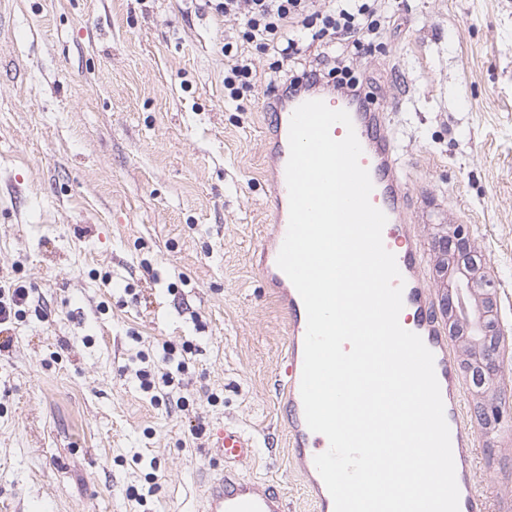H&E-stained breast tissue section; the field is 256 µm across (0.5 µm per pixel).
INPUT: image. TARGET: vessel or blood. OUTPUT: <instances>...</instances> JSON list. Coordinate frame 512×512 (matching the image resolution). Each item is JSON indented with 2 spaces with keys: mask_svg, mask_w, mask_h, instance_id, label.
I'll use <instances>...</instances> for the list:
<instances>
[{
  "mask_svg": "<svg viewBox=\"0 0 512 512\" xmlns=\"http://www.w3.org/2000/svg\"><path fill=\"white\" fill-rule=\"evenodd\" d=\"M309 100H321L332 109L347 111L352 120L348 127L340 123L333 125L331 135L340 140L348 131H355L363 150L360 163L373 183L370 201L387 217L382 232L383 243L388 247L395 243L401 246L395 258L404 280L403 327L418 334L434 355L435 373L450 429L460 493L459 512H488L487 499L478 491L476 484L475 437L462 414V386L452 361L448 338L423 275L422 249L415 227L408 218L410 188L386 110L372 103H354L345 95L316 85L270 104L262 128L263 138L270 147L266 177L274 208L273 225L259 248V262L268 287L277 289L288 315V355L278 394L288 421V443L295 463L309 483L317 512H334L333 500L314 464L315 456L325 452L329 443L324 435L308 428L300 394L306 310L297 290L277 265L289 220L286 165L290 119L293 111ZM210 446L223 459L224 467L209 483L203 512H286L284 499L274 487L240 473L241 468L251 464L256 454V441L252 435L228 424L212 434Z\"/></svg>",
  "mask_w": 512,
  "mask_h": 512,
  "instance_id": "1",
  "label": "vessel or blood"
}]
</instances>
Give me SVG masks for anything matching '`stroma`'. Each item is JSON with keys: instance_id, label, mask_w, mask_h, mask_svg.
I'll use <instances>...</instances> for the list:
<instances>
[{"instance_id": "obj_1", "label": "stroma", "mask_w": 512, "mask_h": 512, "mask_svg": "<svg viewBox=\"0 0 512 512\" xmlns=\"http://www.w3.org/2000/svg\"><path fill=\"white\" fill-rule=\"evenodd\" d=\"M361 91L385 105L440 320L444 227L470 230L505 336L477 484L512 512V0H391ZM239 25L204 0H0V284L26 286L0 350V512H202L226 424L248 477L314 512L276 383L286 311L254 257L272 222L258 82L224 100ZM194 351L151 402L138 352Z\"/></svg>"}]
</instances>
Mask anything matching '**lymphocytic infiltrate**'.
Returning <instances> with one entry per match:
<instances>
[{"label":"lymphocytic infiltrate","instance_id":"f902f5d3","mask_svg":"<svg viewBox=\"0 0 512 512\" xmlns=\"http://www.w3.org/2000/svg\"><path fill=\"white\" fill-rule=\"evenodd\" d=\"M216 14L241 22V47L225 44L228 67L224 96L239 102L250 93L258 77L244 45L289 62L291 70L271 68L265 79L271 92L293 93L301 83H322L336 92L359 97L360 81L354 69L359 56L370 53L382 31L384 0H206ZM321 46L314 63L304 64L302 43Z\"/></svg>","mask_w":512,"mask_h":512}]
</instances>
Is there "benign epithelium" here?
I'll list each match as a JSON object with an SVG mask.
<instances>
[{"label":"benign epithelium","mask_w":512,"mask_h":512,"mask_svg":"<svg viewBox=\"0 0 512 512\" xmlns=\"http://www.w3.org/2000/svg\"><path fill=\"white\" fill-rule=\"evenodd\" d=\"M455 241L453 254L454 293L451 302L450 329L462 343L473 386L487 392L493 386L491 361L498 351L504 333L495 311L496 282L484 275L472 254L468 230L458 225L449 229ZM479 421L497 424L501 411L495 401L478 407Z\"/></svg>","instance_id":"benign-epithelium-1"}]
</instances>
